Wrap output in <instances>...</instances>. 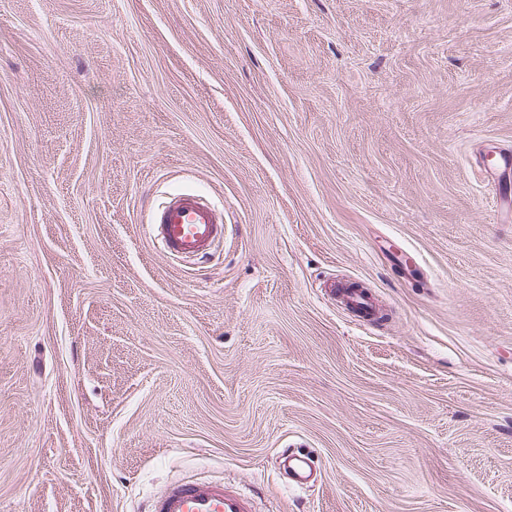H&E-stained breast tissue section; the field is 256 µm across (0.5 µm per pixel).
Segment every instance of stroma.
Here are the masks:
<instances>
[{
    "label": "stroma",
    "instance_id": "35a3bbf8",
    "mask_svg": "<svg viewBox=\"0 0 512 512\" xmlns=\"http://www.w3.org/2000/svg\"><path fill=\"white\" fill-rule=\"evenodd\" d=\"M490 143L512 0H0V512L190 479L259 512H512ZM184 191L224 212L209 260L150 237ZM284 460L288 462L289 479L295 485H304L312 477L314 461L309 454L300 452L287 454Z\"/></svg>",
    "mask_w": 512,
    "mask_h": 512
}]
</instances>
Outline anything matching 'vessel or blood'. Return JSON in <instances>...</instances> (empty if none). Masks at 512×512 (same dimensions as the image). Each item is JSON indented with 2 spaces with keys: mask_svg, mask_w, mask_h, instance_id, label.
<instances>
[{
  "mask_svg": "<svg viewBox=\"0 0 512 512\" xmlns=\"http://www.w3.org/2000/svg\"><path fill=\"white\" fill-rule=\"evenodd\" d=\"M481 170L488 183L498 186L493 201L496 213L512 207V189L507 177L512 174V153L498 152ZM153 240L176 258L210 259L224 238V213L195 193H177L168 197L150 226ZM293 484L309 482L314 462L310 455H287ZM151 512H256L254 501L217 481H186L169 485L154 498Z\"/></svg>",
  "mask_w": 512,
  "mask_h": 512,
  "instance_id": "obj_1",
  "label": "vessel or blood"
}]
</instances>
